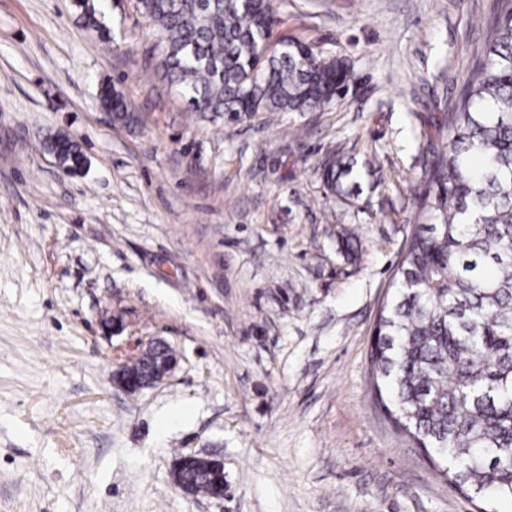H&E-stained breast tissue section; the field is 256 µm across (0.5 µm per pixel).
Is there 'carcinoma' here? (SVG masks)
Here are the masks:
<instances>
[{"label":"carcinoma","instance_id":"cac0c4a2","mask_svg":"<svg viewBox=\"0 0 512 512\" xmlns=\"http://www.w3.org/2000/svg\"><path fill=\"white\" fill-rule=\"evenodd\" d=\"M163 50L162 76L189 111L231 119L255 112H315L331 106L349 71L318 48L283 41L270 0H140ZM79 19L109 32L108 0H75ZM100 103L116 122L140 121L107 83ZM427 164L437 186L421 197L426 223L402 256L394 294L370 349L374 390L394 422L441 464V472L495 512L512 502V0L492 27L484 58L463 88ZM60 169L85 164L78 144L51 136ZM350 173L335 161L327 187L346 194ZM171 349L144 352L147 375ZM179 479L211 495L213 474L193 461Z\"/></svg>","mask_w":512,"mask_h":512}]
</instances>
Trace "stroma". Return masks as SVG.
I'll return each instance as SVG.
<instances>
[{"label": "stroma", "instance_id": "stroma-1", "mask_svg": "<svg viewBox=\"0 0 512 512\" xmlns=\"http://www.w3.org/2000/svg\"><path fill=\"white\" fill-rule=\"evenodd\" d=\"M275 5V38L345 60L349 91L229 121L162 80L140 0H109L107 40L73 0H0V512H477L368 355L500 0ZM105 82L141 124L113 123ZM154 338L178 366L128 396L112 372ZM189 453L223 462V499L174 486ZM47 146L56 156L60 169L74 173L84 166L85 158L79 145L69 138L50 136Z\"/></svg>", "mask_w": 512, "mask_h": 512}]
</instances>
